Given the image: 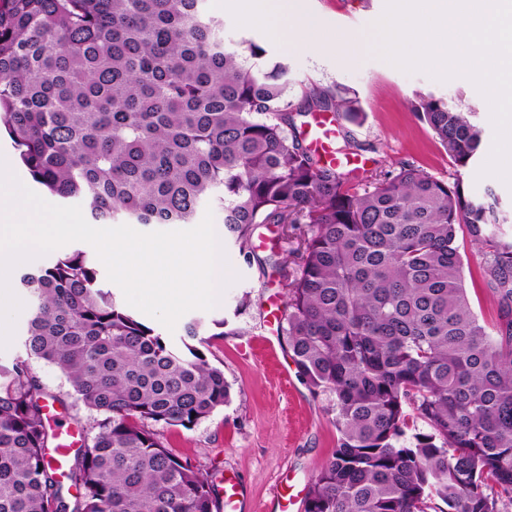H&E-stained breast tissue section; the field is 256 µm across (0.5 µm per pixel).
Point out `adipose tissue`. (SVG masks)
<instances>
[{
    "label": "adipose tissue",
    "mask_w": 512,
    "mask_h": 512,
    "mask_svg": "<svg viewBox=\"0 0 512 512\" xmlns=\"http://www.w3.org/2000/svg\"><path fill=\"white\" fill-rule=\"evenodd\" d=\"M245 19L265 25L274 37L293 45H306L316 39L321 27L318 21L301 13L298 0H239Z\"/></svg>",
    "instance_id": "ef3b65f1"
}]
</instances>
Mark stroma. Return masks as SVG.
<instances>
[{
    "mask_svg": "<svg viewBox=\"0 0 512 512\" xmlns=\"http://www.w3.org/2000/svg\"><path fill=\"white\" fill-rule=\"evenodd\" d=\"M305 9L317 15L324 26L320 43L294 48L272 40L263 27L246 22L236 7H218L206 0L211 15L224 23V43L239 46L252 39L263 44L270 58L284 61L292 99H300L303 85L314 83L356 93L364 119L348 129L359 145L364 163L361 183L375 173L412 164L442 181H462L471 195L494 194L497 208L506 218L503 236L512 238V188L493 176L479 177L486 161L494 128L484 99L466 77L442 82L424 73H405L367 49L359 62L351 63L334 44L336 36H372L373 24L384 12L385 0H302ZM431 94L450 100L461 98L462 109L482 132L484 153L468 167L456 166L437 143L429 128L412 111L417 94ZM260 243L257 262L247 263L237 246L225 242L228 267L238 281L223 292L221 303L209 311L193 310L179 319L168 339L181 345L188 321L202 323L205 338L200 349L213 366L224 371L231 387V400L193 428L155 426L162 444L174 453L190 458L211 476L216 490L225 480L241 488L239 512L273 507L277 495L305 496L317 470L336 446L330 398L313 394L299 378L280 340V326L287 295L275 262L296 261L301 239L297 231H282L265 225L254 234ZM225 319L224 328L215 320ZM278 337L276 352H268L264 337ZM31 366L47 394L56 396L57 423L82 429L95 413L76 402L73 391L53 365L35 360Z\"/></svg>",
    "mask_w": 512,
    "mask_h": 512,
    "instance_id": "obj_1",
    "label": "stroma"
}]
</instances>
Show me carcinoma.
<instances>
[{
  "label": "carcinoma",
  "mask_w": 512,
  "mask_h": 512,
  "mask_svg": "<svg viewBox=\"0 0 512 512\" xmlns=\"http://www.w3.org/2000/svg\"><path fill=\"white\" fill-rule=\"evenodd\" d=\"M205 0H0V129L32 180L97 224H192L211 203L246 259L264 224L303 229L281 325L296 369L331 397L336 448L304 512H512V240L497 201L410 164L357 188L303 144L295 116L363 119L247 40L224 47ZM413 110L461 167L480 131L456 106ZM467 228L498 307L472 311ZM25 355L0 365V512H68L42 386L56 366L95 411L63 473L73 512H216L214 485L148 424L190 429L230 402L224 370L175 348L99 285L84 252L20 277Z\"/></svg>",
  "instance_id": "1"
}]
</instances>
